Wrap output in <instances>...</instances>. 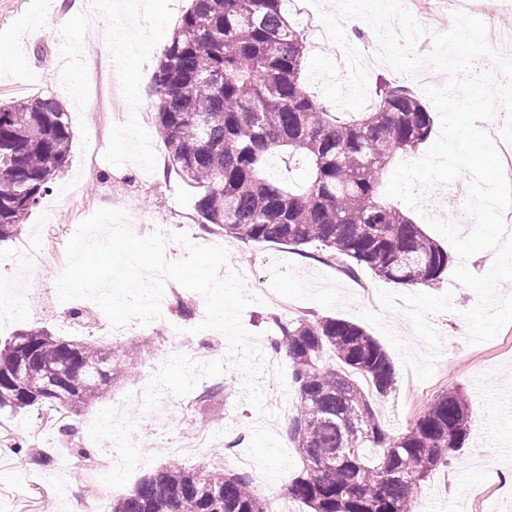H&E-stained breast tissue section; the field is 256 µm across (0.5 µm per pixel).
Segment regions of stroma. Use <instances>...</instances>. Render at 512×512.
<instances>
[{
    "mask_svg": "<svg viewBox=\"0 0 512 512\" xmlns=\"http://www.w3.org/2000/svg\"><path fill=\"white\" fill-rule=\"evenodd\" d=\"M190 0H138L137 13L122 24L102 17L90 25L77 14L76 0H0V53L16 57V64L0 72V99L33 94L55 97L68 111L72 127L71 156L50 192L22 224L16 240L0 243V256L33 243L46 259L20 287L25 296L0 305V342L23 329H45L69 338L65 323L84 300L59 301L49 293L67 266L66 245L76 225L97 209L124 211L130 231L147 236L149 226L183 233L203 244L221 241L218 230L200 223L194 204L197 191L168 169V153L157 130L156 98L152 82L141 72L156 70L171 34ZM328 41H308L302 70L306 91L334 116L348 120L372 111L379 80L402 81L386 65H368L366 72H342L336 52L351 40L336 29V0H314ZM119 84L128 126L113 125L110 88ZM243 263L257 276L245 280L252 302L242 314L253 346L269 352L275 321L283 312L269 302L255 301L258 289L293 303L298 316L338 317L364 324L366 332L388 348L395 366L396 385L373 406L383 427L393 434L406 432L439 394L455 390L464 395L473 420L489 417L488 433L471 430L463 448L440 466L418 491L427 512H512V325L492 340L472 344L462 316L477 302L475 293L457 282L451 271L426 292L451 294L453 312L429 316L442 337L439 358L428 380H418L397 351L362 311H379V290L402 295L406 288L384 281L370 269L356 272L326 262L320 244L288 245L232 240ZM167 319L133 329L139 342L134 362L136 380L114 383L92 405L74 413L49 416L35 408L0 411V512H93L95 501H115L129 493L141 478L178 459L188 465H207L212 451H179V444L197 427H223L239 436L238 449L251 459L258 489L265 496L283 493L301 469L292 443L282 431L254 426L257 409L250 403L245 378L228 368L220 376L200 379L195 389L178 396L161 391L166 415L139 410L126 402L130 388H146L166 362V351L185 317L204 310L203 297L175 281L164 283ZM125 405L127 452L124 468L113 470L108 484L93 475L102 471L114 451L110 432L89 427L90 419ZM50 457V466L34 463Z\"/></svg>",
    "mask_w": 512,
    "mask_h": 512,
    "instance_id": "1",
    "label": "stroma"
}]
</instances>
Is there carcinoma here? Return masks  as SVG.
Here are the masks:
<instances>
[{"instance_id":"carcinoma-1","label":"carcinoma","mask_w":512,"mask_h":512,"mask_svg":"<svg viewBox=\"0 0 512 512\" xmlns=\"http://www.w3.org/2000/svg\"><path fill=\"white\" fill-rule=\"evenodd\" d=\"M307 37L282 0H191L157 64V126L169 167L200 190L201 223L237 239L298 247L365 266L396 284L433 285L450 258L380 191L387 166L416 154L433 132L428 107L383 81L372 112L341 121L301 81ZM68 112L51 96L0 101V242L9 241L68 162ZM304 162L297 192L267 175L269 159ZM299 400L288 439L302 469L288 494L312 512H415L418 489L470 433L464 397L438 395L413 427L383 429L371 396L396 373L384 348L342 318L280 322ZM128 342L105 357L89 341L25 330L0 348V410L70 412L130 376ZM315 454L338 455L311 468ZM112 512H270L244 474L171 462L112 503Z\"/></svg>"}]
</instances>
